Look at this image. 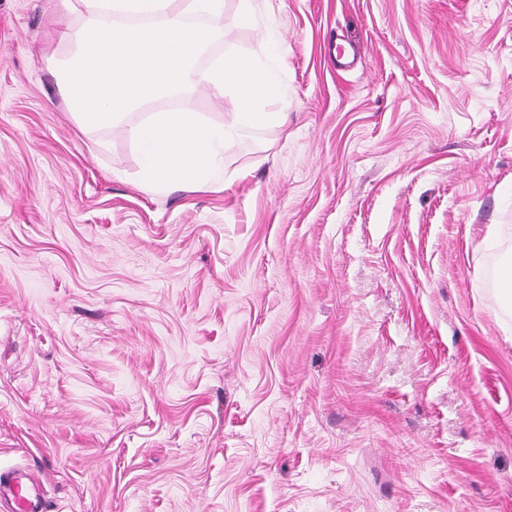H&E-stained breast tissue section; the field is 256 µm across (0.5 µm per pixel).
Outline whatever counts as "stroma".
Listing matches in <instances>:
<instances>
[{
  "label": "stroma",
  "instance_id": "stroma-1",
  "mask_svg": "<svg viewBox=\"0 0 512 512\" xmlns=\"http://www.w3.org/2000/svg\"><path fill=\"white\" fill-rule=\"evenodd\" d=\"M46 5L0 0V473L46 512H512V0H224L198 69L273 60L285 120L160 192L130 126L236 93L80 129Z\"/></svg>",
  "mask_w": 512,
  "mask_h": 512
}]
</instances>
